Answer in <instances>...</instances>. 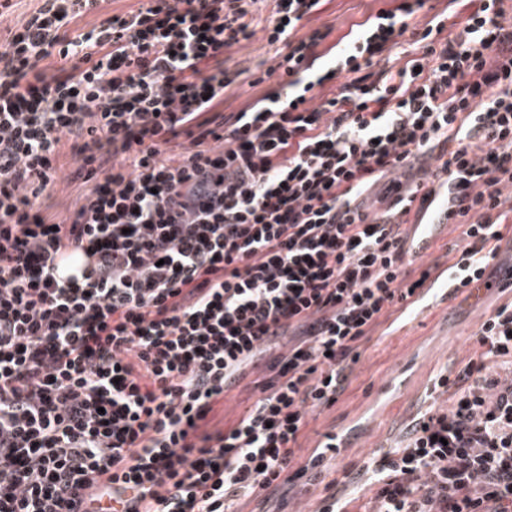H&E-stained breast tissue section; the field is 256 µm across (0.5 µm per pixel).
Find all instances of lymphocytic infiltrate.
Masks as SVG:
<instances>
[{
  "label": "lymphocytic infiltrate",
  "mask_w": 512,
  "mask_h": 512,
  "mask_svg": "<svg viewBox=\"0 0 512 512\" xmlns=\"http://www.w3.org/2000/svg\"><path fill=\"white\" fill-rule=\"evenodd\" d=\"M38 2L0 47V512H233L306 487L309 414L440 267L409 259L405 224L449 185L464 285L512 233L506 0H468L452 30L399 0L331 47L297 33L325 0H272L251 83L278 86L227 114L258 0H142L85 32L103 0ZM67 152L87 189L52 224L36 205ZM67 250L93 263L62 281ZM474 344L434 379L451 406L374 458L365 494L328 483L320 512H512V304ZM261 363L246 413L200 434Z\"/></svg>",
  "instance_id": "obj_1"
}]
</instances>
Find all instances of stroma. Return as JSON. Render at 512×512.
Instances as JSON below:
<instances>
[{
  "label": "stroma",
  "mask_w": 512,
  "mask_h": 512,
  "mask_svg": "<svg viewBox=\"0 0 512 512\" xmlns=\"http://www.w3.org/2000/svg\"><path fill=\"white\" fill-rule=\"evenodd\" d=\"M392 5L393 0H327L320 13L304 20L303 27H330L328 41L333 44L355 24ZM75 168L71 155L61 158L47 190L48 206L42 211L47 221H61L72 211L82 191L80 182L73 178ZM509 303L511 294L494 291L479 300L460 298L448 311L432 309L411 328L395 335L386 326H379L353 367L349 391L336 406L311 414L301 446L295 451L296 462L306 463L322 436L334 429L352 433L348 447L326 462L320 476L311 478L307 493L281 491L268 497H245L238 504L240 512H319L328 482L337 481L345 493L360 489L368 461L405 437L414 407L428 406L427 395L436 373L444 368L456 373L467 362L484 313ZM256 396L252 379L232 387L215 405L202 432L231 428Z\"/></svg>",
  "instance_id": "1"
}]
</instances>
